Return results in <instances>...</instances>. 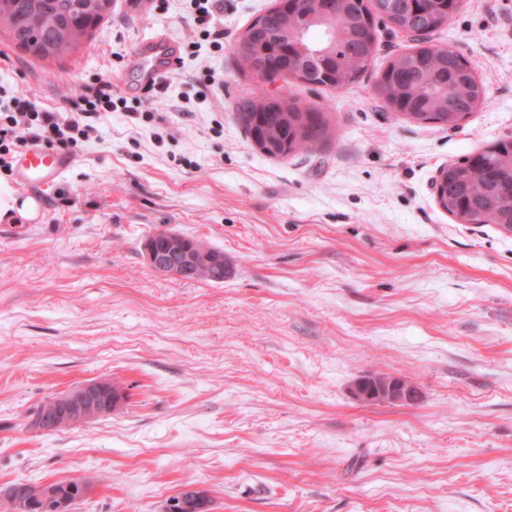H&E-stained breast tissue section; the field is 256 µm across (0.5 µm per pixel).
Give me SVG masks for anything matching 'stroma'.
Segmentation results:
<instances>
[{
	"label": "stroma",
	"mask_w": 512,
	"mask_h": 512,
	"mask_svg": "<svg viewBox=\"0 0 512 512\" xmlns=\"http://www.w3.org/2000/svg\"><path fill=\"white\" fill-rule=\"evenodd\" d=\"M224 49L183 0H114L90 41L37 60L0 33V86L69 111L99 77L123 109L29 217L0 218V487L88 479L74 512H512V235L437 205L438 171L512 133V0H462L434 44L488 102L457 129L396 114L376 89L407 35L344 90L293 85L333 139L270 158L238 106L260 82L234 44L272 0H223ZM201 42L163 87L142 39ZM221 75L208 84L205 71ZM162 230L223 251V282L144 258ZM410 403L363 402L360 378ZM123 386L112 415L28 428L46 397ZM352 394L365 402L408 403L417 397L415 388L406 380L385 374L357 380L352 387Z\"/></svg>",
	"instance_id": "35a3bbf8"
}]
</instances>
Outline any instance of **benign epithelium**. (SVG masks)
Masks as SVG:
<instances>
[{"label":"benign epithelium","instance_id":"7a95c632","mask_svg":"<svg viewBox=\"0 0 512 512\" xmlns=\"http://www.w3.org/2000/svg\"><path fill=\"white\" fill-rule=\"evenodd\" d=\"M162 236L167 244L165 252L158 253L152 239L144 245L146 261L157 271L173 277H183L189 274L191 268L227 269L224 256L210 255L207 248L200 243L195 241L189 244L179 233L173 231H164ZM352 394L365 402L408 403L417 397L415 388L406 380L385 374L357 380L352 387ZM119 405L120 402L112 398L111 382L91 381L77 387L67 403L47 408L42 414L35 416L30 425L37 431L82 425L94 418L111 415ZM66 491L80 500L85 498L89 489L79 482L75 486H66ZM64 492L50 484L38 487L29 495H17L11 488L0 490L1 495L13 498L16 512H33L35 509L45 512L64 497Z\"/></svg>","mask_w":512,"mask_h":512}]
</instances>
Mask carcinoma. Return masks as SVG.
Masks as SVG:
<instances>
[{"mask_svg":"<svg viewBox=\"0 0 512 512\" xmlns=\"http://www.w3.org/2000/svg\"><path fill=\"white\" fill-rule=\"evenodd\" d=\"M380 0H340L328 22L318 17L317 0H301L291 12L262 13L245 29L237 53L242 69L264 67L275 71L309 70L307 87L350 85L366 72L378 48L360 46V20L377 15ZM424 16H406L398 27H432L444 14L448 0H431ZM113 0H0V30L13 45L38 60L61 58L77 49L112 13ZM325 46L336 56L309 61L303 49ZM468 61L433 44L419 45L389 62L390 97L400 102L399 114L412 112L435 118L436 124L460 127L461 114L475 103H487L482 83L472 79ZM282 76L276 103L267 104L265 91L246 99L239 113L246 133L251 122L271 147L288 146L292 153L323 140L330 127L324 113L301 103ZM444 208L462 224H494L512 234V142L502 138L463 160L448 165L442 187Z\"/></svg>","mask_w":512,"mask_h":512,"instance_id":"cac0c4a2","label":"carcinoma"}]
</instances>
